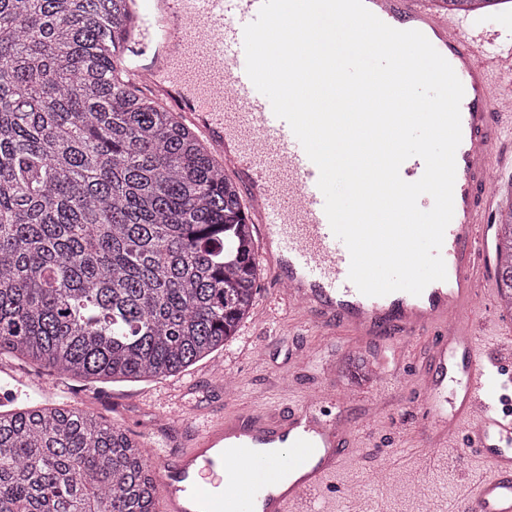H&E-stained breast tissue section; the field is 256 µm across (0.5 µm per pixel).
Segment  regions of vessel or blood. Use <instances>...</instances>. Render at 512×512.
Instances as JSON below:
<instances>
[{
  "label": "vessel or blood",
  "mask_w": 512,
  "mask_h": 512,
  "mask_svg": "<svg viewBox=\"0 0 512 512\" xmlns=\"http://www.w3.org/2000/svg\"><path fill=\"white\" fill-rule=\"evenodd\" d=\"M262 2L133 0L139 32L124 48L127 73L219 148L271 280L323 342L340 327L399 350L431 335L416 400L426 451L406 473L421 477L460 434L482 474L455 512H512V385L504 380L512 342L495 344L486 360L472 313L489 298L488 175L501 128L512 125L499 106L512 98V43H492L469 17L437 15L434 0H364L391 27L422 32L464 88L454 215L441 248L447 278L418 296L368 297L348 277L350 254L325 214L317 166L246 73L243 30ZM344 405L327 383L284 413L258 406L214 415L188 447L164 457L165 512H316L317 492L360 452Z\"/></svg>",
  "instance_id": "1"
}]
</instances>
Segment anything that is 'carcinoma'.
Instances as JSON below:
<instances>
[{
    "label": "carcinoma",
    "mask_w": 512,
    "mask_h": 512,
    "mask_svg": "<svg viewBox=\"0 0 512 512\" xmlns=\"http://www.w3.org/2000/svg\"><path fill=\"white\" fill-rule=\"evenodd\" d=\"M129 0H0V356L175 376L238 335L261 268L240 192L130 84ZM496 258L512 309V200ZM347 386L374 380L361 353ZM148 443L61 399L0 411V512H156Z\"/></svg>",
    "instance_id": "cac0c4a2"
}]
</instances>
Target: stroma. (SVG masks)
<instances>
[{
    "instance_id": "35a3bbf8",
    "label": "stroma",
    "mask_w": 512,
    "mask_h": 512,
    "mask_svg": "<svg viewBox=\"0 0 512 512\" xmlns=\"http://www.w3.org/2000/svg\"><path fill=\"white\" fill-rule=\"evenodd\" d=\"M255 304L275 306L288 319V326L280 328L250 317L231 343L164 380L90 384L48 374L24 359L14 360L13 365L27 381L55 385L71 404L103 415L149 443H163L171 451L203 428L214 411H238L246 400L276 408L288 397L292 382L305 387L321 380L320 365L302 368L296 359L298 350L319 349L321 342L314 327L299 324L298 313L278 298L267 277L257 282ZM357 350L373 358L381 376L405 378L386 400L381 418H369L368 401L380 389L376 383L359 387L345 411L346 419L359 430L361 445L375 448L381 461L389 465V486L380 488L371 482L365 463L350 461L320 494L326 512H350L343 488L353 481L360 482L363 499L384 503L386 512H430L433 504H448L460 481L476 470L474 455L455 458L447 469L424 473L426 494L420 498L399 492L400 472L392 467L396 460L404 465L412 463L414 450L421 445L416 430L414 379L424 370L425 337H418L413 350L401 355L378 342L359 345L356 337L337 330L331 356L339 359Z\"/></svg>"
}]
</instances>
